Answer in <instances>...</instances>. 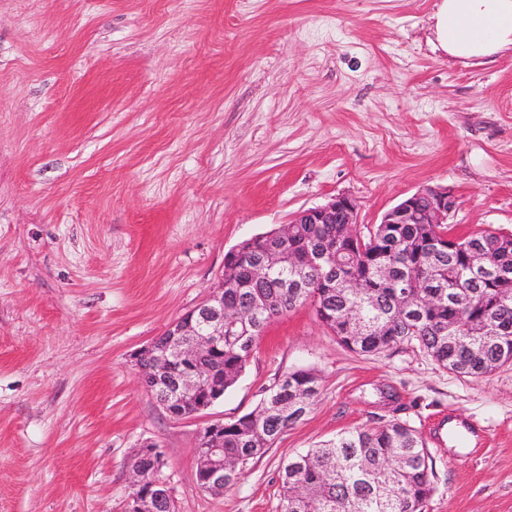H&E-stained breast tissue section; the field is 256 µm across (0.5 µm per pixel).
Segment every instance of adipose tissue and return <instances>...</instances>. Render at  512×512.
<instances>
[{"label":"adipose tissue","mask_w":512,"mask_h":512,"mask_svg":"<svg viewBox=\"0 0 512 512\" xmlns=\"http://www.w3.org/2000/svg\"><path fill=\"white\" fill-rule=\"evenodd\" d=\"M432 19L448 56L479 63L512 51V0H439Z\"/></svg>","instance_id":"adipose-tissue-1"}]
</instances>
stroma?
Here are the masks:
<instances>
[{
  "label": "stroma",
  "mask_w": 512,
  "mask_h": 512,
  "mask_svg": "<svg viewBox=\"0 0 512 512\" xmlns=\"http://www.w3.org/2000/svg\"><path fill=\"white\" fill-rule=\"evenodd\" d=\"M435 0H0V512H127L148 444L177 512H279L282 463L399 418L435 472L425 512H512V366L358 355L307 305L266 327L210 409L172 417L137 354L202 303L242 241L344 194L379 223L445 187L458 235H512V53L437 48ZM307 369L309 412L213 494L209 423ZM395 400H386V392ZM453 415L481 446L429 438Z\"/></svg>",
  "instance_id": "obj_1"
}]
</instances>
